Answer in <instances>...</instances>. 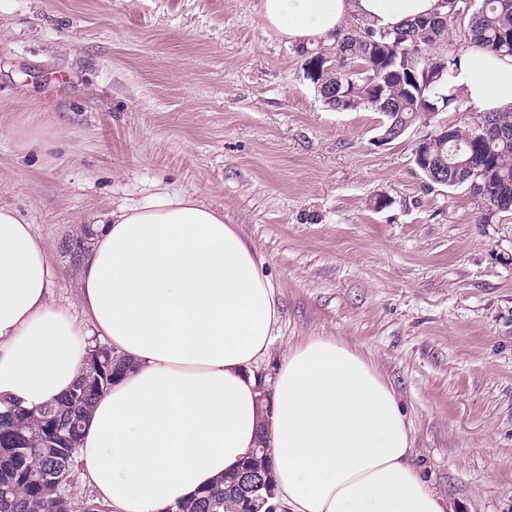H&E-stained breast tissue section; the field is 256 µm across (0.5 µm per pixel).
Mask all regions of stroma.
I'll list each match as a JSON object with an SVG mask.
<instances>
[{"label":"stroma","mask_w":512,"mask_h":512,"mask_svg":"<svg viewBox=\"0 0 512 512\" xmlns=\"http://www.w3.org/2000/svg\"><path fill=\"white\" fill-rule=\"evenodd\" d=\"M260 0H0V205L74 308L76 227L159 191L223 211L280 319L260 369L332 336L369 354L413 462L457 512H512V212L427 188L423 127L326 105Z\"/></svg>","instance_id":"35a3bbf8"}]
</instances>
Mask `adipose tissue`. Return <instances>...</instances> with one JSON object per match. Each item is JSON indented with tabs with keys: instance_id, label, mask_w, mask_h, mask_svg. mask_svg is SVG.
<instances>
[{
	"instance_id": "adipose-tissue-1",
	"label": "adipose tissue",
	"mask_w": 512,
	"mask_h": 512,
	"mask_svg": "<svg viewBox=\"0 0 512 512\" xmlns=\"http://www.w3.org/2000/svg\"><path fill=\"white\" fill-rule=\"evenodd\" d=\"M288 42L336 43L348 21L393 30L443 0H262ZM448 87L480 112L512 109V56L468 44ZM33 227L0 206V400L44 405L75 382L89 333L133 368L97 400L80 478L110 512H167L237 471L268 435L283 512H450L413 466V440L370 356L329 336L290 349L271 405L257 365L277 303L224 215L160 193L99 220L78 270L79 316L54 307Z\"/></svg>"
}]
</instances>
